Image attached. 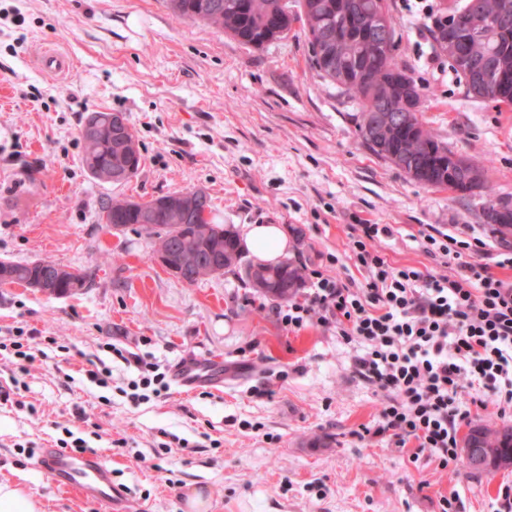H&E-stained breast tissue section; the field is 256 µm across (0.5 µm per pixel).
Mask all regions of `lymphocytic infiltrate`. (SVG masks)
I'll return each instance as SVG.
<instances>
[{"mask_svg":"<svg viewBox=\"0 0 512 512\" xmlns=\"http://www.w3.org/2000/svg\"><path fill=\"white\" fill-rule=\"evenodd\" d=\"M391 233L387 224L353 225L350 251L366 284L356 288L313 270L312 291L275 314L288 330L317 325L354 346V374L387 395L375 435L398 448L416 442L445 469L458 461V428L471 415L462 391H473L477 406L491 392L498 414L512 416V279L496 274L512 269V249L492 254L474 235L428 233V257L458 261L455 274H432L392 266L377 247ZM106 349L138 372L128 384L131 400L168 391L158 363L111 343Z\"/></svg>","mask_w":512,"mask_h":512,"instance_id":"obj_1","label":"lymphocytic infiltrate"}]
</instances>
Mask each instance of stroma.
<instances>
[{
  "instance_id": "stroma-1",
  "label": "stroma",
  "mask_w": 512,
  "mask_h": 512,
  "mask_svg": "<svg viewBox=\"0 0 512 512\" xmlns=\"http://www.w3.org/2000/svg\"><path fill=\"white\" fill-rule=\"evenodd\" d=\"M463 2L390 0L395 58L422 88L425 127L485 171L488 192L468 196L419 184L363 145L355 101L313 68L300 25L256 49L176 20L163 0H0V260L96 273L67 297L0 286V336L48 338L18 376L20 405H0V480L43 512H106L39 467L41 448L77 429L81 411L99 426L90 451L111 461L138 512H184L191 485L212 493L210 512H440L444 496L457 512H497L512 469L443 470L414 443L370 434L385 396L354 376L353 348L334 331L287 330L275 302L231 273L186 284L155 261L145 233L98 220L113 198L202 188L216 222L239 232L273 220L287 257L359 282L350 227L364 220L391 226L380 248L394 265L434 274L445 268L423 252L424 232L512 246L483 219L486 199L512 205V108L467 95L432 35L433 11ZM48 52L68 57V70L43 74ZM96 111L124 113L137 135L144 164L128 183L82 167L80 129ZM105 251L117 262L101 265ZM104 341L168 369L222 359L224 384L135 402L122 392L134 371L117 360L102 392L79 371Z\"/></svg>"
}]
</instances>
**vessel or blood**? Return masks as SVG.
I'll list each match as a JSON object with an SVG mask.
<instances>
[{"label":"vessel or blood","mask_w":512,"mask_h":512,"mask_svg":"<svg viewBox=\"0 0 512 512\" xmlns=\"http://www.w3.org/2000/svg\"><path fill=\"white\" fill-rule=\"evenodd\" d=\"M224 368L220 362L188 358L173 367L178 387L191 391L221 383ZM40 467L60 488L104 503L109 512H134L126 493L112 484V464L96 453L74 454L56 448L42 449Z\"/></svg>","instance_id":"1"}]
</instances>
